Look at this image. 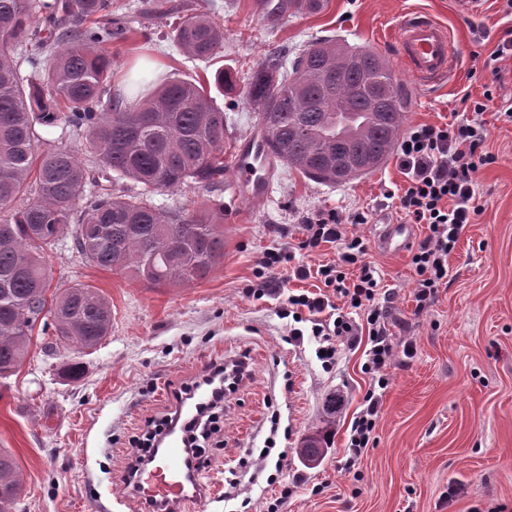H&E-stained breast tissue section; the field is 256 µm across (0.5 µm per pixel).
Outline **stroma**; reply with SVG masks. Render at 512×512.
<instances>
[{
	"instance_id": "obj_1",
	"label": "stroma",
	"mask_w": 512,
	"mask_h": 512,
	"mask_svg": "<svg viewBox=\"0 0 512 512\" xmlns=\"http://www.w3.org/2000/svg\"><path fill=\"white\" fill-rule=\"evenodd\" d=\"M153 0H121L135 28L152 34L113 44L112 85L127 95L152 89L170 76L231 81L215 93L226 114L224 152L256 131L258 119L242 95L245 82L269 52L296 54L333 38L368 45L392 66L407 94L406 127L448 122L462 98L482 97L496 86L482 115L486 151L498 158L477 175L479 216L448 259V283L428 312L415 315L410 252L380 249L383 226L401 221L386 193L402 184L397 157L376 171L341 184L310 181L285 165L275 167L273 196L263 205L238 201L241 221L224 231V259L207 277L187 286L153 288L82 260L72 241L51 254L53 283L97 288L112 306V332L93 349L54 347L53 329L35 325L29 357L14 375L0 378V449L14 456L21 489L15 512H136L123 480L128 441L148 418L172 410V392L193 381L214 359L251 355L249 383L224 400L219 441H206L198 476L213 494L192 512H267L279 486L267 478L278 453L300 447L317 429L330 444L307 483L282 512H512V123L497 111L512 107V67L495 79L483 61L512 17L502 0H484L479 12L459 16L453 0H327L321 13L269 22L257 0H184L211 13L224 27L219 58H192L176 46L172 21L151 9ZM424 11L444 23L460 49L456 68L436 86L418 85L400 60L393 37L406 13ZM366 211L370 221L348 225L367 244L366 262L379 275L395 344L410 340L413 357L397 355L376 428L375 446L347 470L348 426L370 377L362 347L343 345L333 369L315 356L310 323L304 342L286 341L279 312L285 295L316 291L315 278L282 271L279 293L254 300L246 289L258 257L270 249L294 252L308 269L337 261L331 243L298 250L304 215L321 209ZM81 362L79 381L64 367ZM343 404L332 425L324 403ZM276 449L265 452L267 438ZM249 466L239 470V459ZM456 495H449V488Z\"/></svg>"
}]
</instances>
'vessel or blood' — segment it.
<instances>
[{"instance_id":"vessel-or-blood-1","label":"vessel or blood","mask_w":512,"mask_h":512,"mask_svg":"<svg viewBox=\"0 0 512 512\" xmlns=\"http://www.w3.org/2000/svg\"><path fill=\"white\" fill-rule=\"evenodd\" d=\"M395 44L398 55L411 75L421 84H438L458 63V52L445 24L432 15L413 11L398 24ZM273 160L262 132H255L235 147L233 172L224 188L232 198H245L259 204L271 192L270 169ZM413 230L406 224H388L378 237L380 247L400 252L409 246ZM157 482V497L168 512H186L207 492L206 484L190 476L184 464L183 439L169 431L156 452V465L150 473Z\"/></svg>"}]
</instances>
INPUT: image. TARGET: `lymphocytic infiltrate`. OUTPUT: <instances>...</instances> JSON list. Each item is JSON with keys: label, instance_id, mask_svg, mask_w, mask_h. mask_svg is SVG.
Returning <instances> with one entry per match:
<instances>
[{"label": "lymphocytic infiltrate", "instance_id": "1", "mask_svg": "<svg viewBox=\"0 0 512 512\" xmlns=\"http://www.w3.org/2000/svg\"><path fill=\"white\" fill-rule=\"evenodd\" d=\"M491 91H484L482 99L472 101V119H453L442 125L421 124L412 127L401 139L397 155L405 184L398 194V209L411 224H424L427 235L414 249L411 264L416 275L414 300L417 312L427 311L440 287L448 279V257L460 236L480 214L476 198V177L482 168L495 163L496 158L484 152L486 129L480 120L489 102ZM362 212L344 214L337 210L319 211L305 217L304 236L298 247L314 250L324 243L341 246L340 260L320 266L317 271L298 266L293 273L305 279L317 275L323 281L324 291L308 295H288L281 310L282 317L296 323L289 329L288 338L301 341L305 333L298 324L309 321L313 337L322 352L323 366L336 361L340 344H355L366 339V361L363 369L370 376L369 388L362 408L354 418L349 435V464H356L363 456L381 416L383 399L390 385L388 370L396 351L413 356L415 345L406 341L396 348L387 325V312L379 302L378 280L374 268L362 261L366 244L362 237L347 235L346 225L366 223ZM358 268L355 279H348L345 269ZM341 300L344 312L332 313L334 300ZM211 392L208 402L200 404L194 417L183 422L187 447H195L196 432L203 420L213 418L215 411L224 407V364L212 362L203 376Z\"/></svg>", "mask_w": 512, "mask_h": 512}]
</instances>
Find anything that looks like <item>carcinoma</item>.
Returning <instances> with one entry per match:
<instances>
[{
    "label": "carcinoma",
    "instance_id": "carcinoma-1",
    "mask_svg": "<svg viewBox=\"0 0 512 512\" xmlns=\"http://www.w3.org/2000/svg\"><path fill=\"white\" fill-rule=\"evenodd\" d=\"M278 22L318 13L323 0H261ZM114 0H0V378L26 360L39 316L51 318L56 343L96 347L112 328V307L95 288L75 284L47 296L48 257L67 238L100 268L150 287L185 285L224 259V206L205 199L192 209L161 208L163 189L224 183V111L215 85L170 78L132 104L112 91L108 47L131 28ZM173 41L185 54L213 59L224 28L206 13L174 4ZM36 42L43 55L26 54ZM247 104L258 113L270 152L303 177L336 178V160L356 155L370 171L393 152L405 120V91L388 61L368 47L323 39L291 61L266 56L249 78ZM60 127L86 140L47 143ZM87 152L92 163L82 159ZM133 188L115 193L94 167ZM330 434L309 437L300 453L316 457ZM13 456L0 450V512H13L19 491Z\"/></svg>",
    "mask_w": 512,
    "mask_h": 512
}]
</instances>
